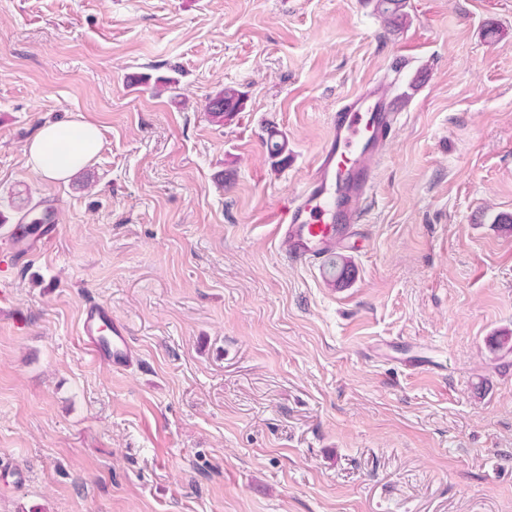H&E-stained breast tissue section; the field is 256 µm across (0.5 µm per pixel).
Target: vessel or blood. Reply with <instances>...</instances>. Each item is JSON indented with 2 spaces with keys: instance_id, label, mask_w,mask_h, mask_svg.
I'll list each match as a JSON object with an SVG mask.
<instances>
[{
  "instance_id": "b4317fda",
  "label": "vessel or blood",
  "mask_w": 512,
  "mask_h": 512,
  "mask_svg": "<svg viewBox=\"0 0 512 512\" xmlns=\"http://www.w3.org/2000/svg\"><path fill=\"white\" fill-rule=\"evenodd\" d=\"M395 125V112L369 90L347 96L330 114L311 172L276 223L293 260L328 265L348 247L374 186L369 161L384 152ZM56 231L51 218L26 232L11 230L15 256L28 260L40 254ZM80 334L94 356L113 369L125 371L135 364L129 330L108 305L84 303Z\"/></svg>"
}]
</instances>
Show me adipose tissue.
Wrapping results in <instances>:
<instances>
[{"mask_svg":"<svg viewBox=\"0 0 512 512\" xmlns=\"http://www.w3.org/2000/svg\"><path fill=\"white\" fill-rule=\"evenodd\" d=\"M98 127L84 120L44 125L31 140L25 154L29 166L43 178L66 182L82 171L98 154Z\"/></svg>","mask_w":512,"mask_h":512,"instance_id":"1","label":"adipose tissue"}]
</instances>
